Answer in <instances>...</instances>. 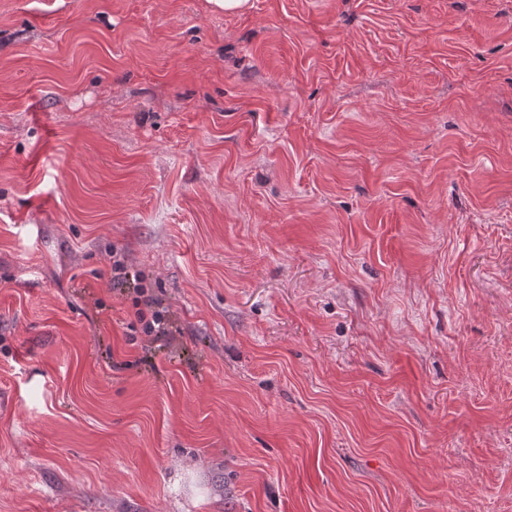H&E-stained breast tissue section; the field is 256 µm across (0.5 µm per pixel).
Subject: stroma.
<instances>
[{"mask_svg":"<svg viewBox=\"0 0 512 512\" xmlns=\"http://www.w3.org/2000/svg\"><path fill=\"white\" fill-rule=\"evenodd\" d=\"M0 512H512V0H0ZM143 273H130L128 267L119 260H112V283L126 289H132L133 304L137 308L136 317L141 325L144 342L154 343L161 336H169V310L156 302L148 294Z\"/></svg>","mask_w":512,"mask_h":512,"instance_id":"35a3bbf8","label":"stroma"}]
</instances>
